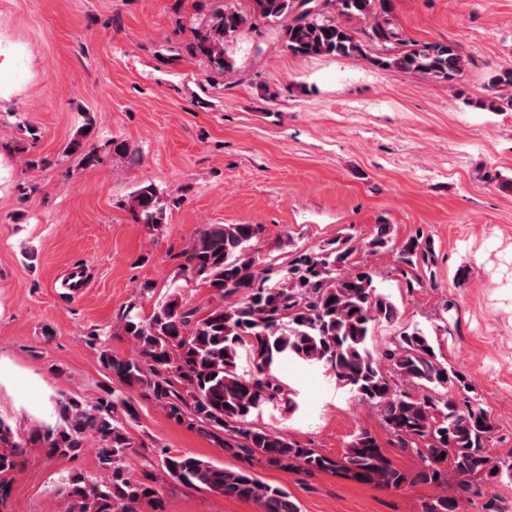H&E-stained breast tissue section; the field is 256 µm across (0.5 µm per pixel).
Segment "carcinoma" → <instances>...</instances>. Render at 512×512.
<instances>
[{"label": "carcinoma", "instance_id": "carcinoma-1", "mask_svg": "<svg viewBox=\"0 0 512 512\" xmlns=\"http://www.w3.org/2000/svg\"><path fill=\"white\" fill-rule=\"evenodd\" d=\"M387 0H251L250 14L217 9L208 26L186 44L187 52L225 71L232 64L224 44L253 19L281 26L284 47L302 56L345 57L429 76L453 86L468 68V58L449 42L405 40L386 15ZM374 18L371 40L385 51L372 56L348 22ZM491 96L477 101L493 110L512 108V68L494 71ZM93 120L64 146L63 155L86 151ZM130 209L139 224L155 232L165 223L166 201L152 185L138 187ZM259 224H207L185 251L187 278L213 290L217 303L203 315L173 290L147 317L131 304L122 312L117 331L138 349L120 359L104 348L103 365L115 373L127 392L104 391L92 402L71 401L60 422L36 433L48 453L76 457L91 437L98 444V463L107 479L81 472L64 483L63 512H139L146 504L161 507L156 484L165 478L188 488H205L224 497L252 500L262 512H301L286 488L262 480L257 461L286 472L313 476L330 472L358 483L387 489L421 483L437 489L422 512H461L464 503L485 501V512H502L491 488L512 483V450L491 456L493 422L477 400L454 398L450 386L466 391V377L445 366L422 329L400 332L381 350L370 347L373 330L397 318L390 294L369 267L356 261L358 250L392 251L410 290L423 287L432 273L433 241L417 234L396 242L389 224L358 242L344 233L317 249L288 251L284 264L262 261L255 241ZM235 298L226 304L224 300ZM294 362L318 368L358 400L377 408L389 445L416 458L405 472L395 467L377 437L356 433L342 456L331 458L303 447L256 423L269 408L294 413L298 394L287 390L278 368ZM393 378L421 389L414 396L396 389ZM153 398L177 425L194 430L224 454L246 465L218 467L186 453L162 452L144 458L141 470L129 427L137 421L131 394ZM24 445L0 419V498L7 497L6 477L21 466Z\"/></svg>", "mask_w": 512, "mask_h": 512}]
</instances>
